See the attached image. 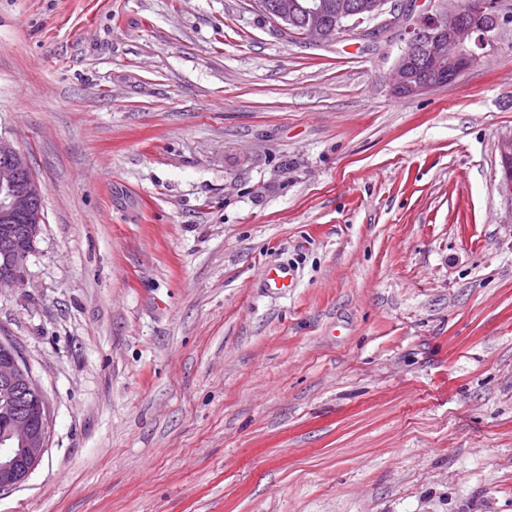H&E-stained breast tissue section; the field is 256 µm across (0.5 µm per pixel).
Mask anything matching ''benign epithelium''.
Instances as JSON below:
<instances>
[{
  "label": "benign epithelium",
  "mask_w": 512,
  "mask_h": 512,
  "mask_svg": "<svg viewBox=\"0 0 512 512\" xmlns=\"http://www.w3.org/2000/svg\"><path fill=\"white\" fill-rule=\"evenodd\" d=\"M279 27L289 30L303 17L300 36L309 42L335 37L366 20L392 15L400 23L396 0H254ZM353 25H348V22ZM512 21V0H431V7L410 16L405 48L390 77L394 93L409 97L455 82L477 64L480 51L494 47V36ZM424 61L426 77L417 71ZM502 177L497 189L512 202V139L500 146ZM45 187L28 156L0 136V287L22 285L45 223ZM51 425L48 400L17 343L0 336V490L19 486L42 462Z\"/></svg>",
  "instance_id": "obj_1"
}]
</instances>
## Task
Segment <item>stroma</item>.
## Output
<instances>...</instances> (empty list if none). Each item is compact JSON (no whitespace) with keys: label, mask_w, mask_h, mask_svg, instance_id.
Returning <instances> with one entry per match:
<instances>
[{"label":"stroma","mask_w":512,"mask_h":512,"mask_svg":"<svg viewBox=\"0 0 512 512\" xmlns=\"http://www.w3.org/2000/svg\"><path fill=\"white\" fill-rule=\"evenodd\" d=\"M374 27L0 0V136L46 186L0 329L51 410L0 512H512V24L415 97ZM502 177L497 189L500 195L512 203V139L505 140L500 146ZM297 278L296 269L288 263L268 265L262 272L265 288L283 291L291 288Z\"/></svg>","instance_id":"stroma-1"}]
</instances>
